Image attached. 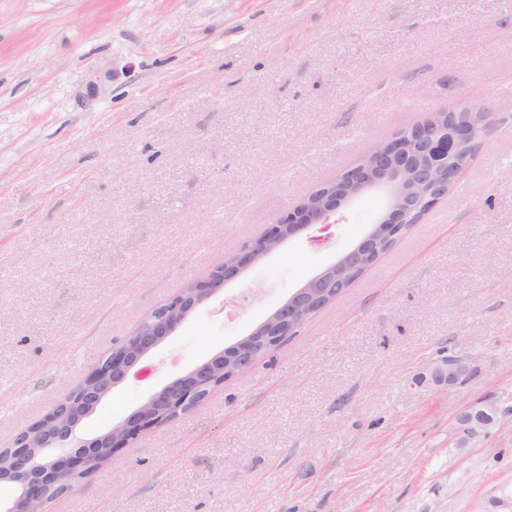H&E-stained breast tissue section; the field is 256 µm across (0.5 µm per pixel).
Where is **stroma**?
<instances>
[{"label":"stroma","instance_id":"stroma-1","mask_svg":"<svg viewBox=\"0 0 512 512\" xmlns=\"http://www.w3.org/2000/svg\"><path fill=\"white\" fill-rule=\"evenodd\" d=\"M465 108L487 136L394 249L49 512H512V415L472 448L450 434L484 395L512 407V0H0V448L379 141ZM385 205L225 284L83 432L248 334ZM451 350L482 374L416 386Z\"/></svg>","mask_w":512,"mask_h":512}]
</instances>
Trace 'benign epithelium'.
I'll return each mask as SVG.
<instances>
[{"label":"benign epithelium","mask_w":512,"mask_h":512,"mask_svg":"<svg viewBox=\"0 0 512 512\" xmlns=\"http://www.w3.org/2000/svg\"><path fill=\"white\" fill-rule=\"evenodd\" d=\"M486 130L483 111L465 109L449 114L445 122L425 119L379 142L361 163L342 175V194H336L332 186L317 198L306 196L262 236L227 256L208 277L187 285L154 309L120 347L101 356L43 418L16 436L8 447L10 465L0 468V480L13 484L15 494L0 501V512H46L45 490L56 485L67 491L75 480L94 474L98 468L91 467L90 461L101 454V448L110 449V456H115L142 433L197 408L215 388L297 335L322 300L334 295L336 289L348 287L353 275L379 258L381 244L376 229L308 279L247 336L167 384L107 432L90 440L77 434V426L93 415L128 371L198 306L222 290L225 282L313 227L319 235L311 240H321V233L338 223L340 209L356 197L367 191L385 193L387 208L378 223L391 231L390 240H397L402 225L412 223V218L448 195ZM482 371L478 357L451 352L428 361L417 383L429 388H461ZM508 412L493 395L459 409L452 426L459 447L488 436Z\"/></svg>","instance_id":"benign-epithelium-1"}]
</instances>
